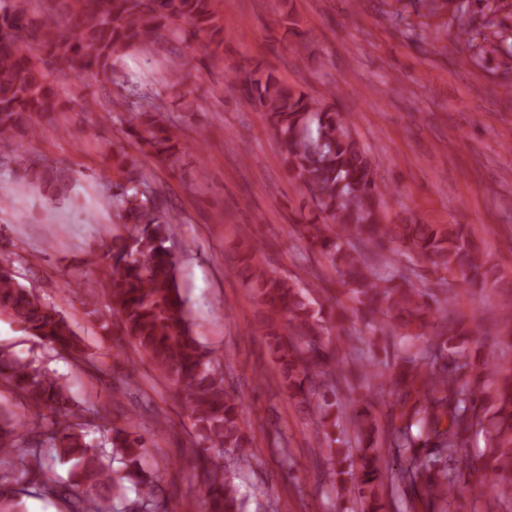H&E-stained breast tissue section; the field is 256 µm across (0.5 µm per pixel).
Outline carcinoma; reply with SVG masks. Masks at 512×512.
I'll use <instances>...</instances> for the list:
<instances>
[{"label":"carcinoma","mask_w":512,"mask_h":512,"mask_svg":"<svg viewBox=\"0 0 512 512\" xmlns=\"http://www.w3.org/2000/svg\"><path fill=\"white\" fill-rule=\"evenodd\" d=\"M46 2L38 18L22 6L0 10V154L17 158L22 186L65 197L68 173L17 152L22 140L55 128L60 99L50 67L110 80L123 55L151 47L164 31L206 47L224 45V33L215 0ZM227 77L266 113L288 180L312 204L299 233L329 261L342 287L338 295L323 296L311 283L268 270L250 228L240 229L232 271L254 292V326L269 342L289 402L314 417L331 483L352 486L357 512H385L387 490L402 482L411 489V512H449L474 494L486 499L485 512H512V366L488 359L476 375L461 356L467 340L512 329L493 306L479 315L462 313L453 288L455 282L489 287L498 303L511 307L512 279L490 262L468 224L387 221L376 169L353 134L351 113L257 68ZM112 112L127 137L145 147L141 154L178 160L181 142L156 106L115 99ZM112 158L121 180L100 173L101 203L117 209L129 235L113 239L110 271L85 292L86 302L96 304L104 292L109 316L100 329L148 358L193 419L206 512H244L237 475L224 473L221 463L231 453L236 469L249 466L244 449L254 441L242 397L193 333L159 190L123 149ZM415 255L430 264V288L413 280L406 259ZM0 314L41 347L86 359L58 306L17 281L5 262ZM351 316L365 335L349 334ZM426 335V355L379 364V344ZM0 383L48 411L34 429L0 411V512H21V497L31 489L46 497L65 491L42 460L43 445L53 448V459L71 464L72 485L84 488L71 494L70 512H112L114 500L125 503L126 512L161 508V478L144 469L147 445L138 424L111 428L99 442L90 439L81 424L68 422L76 413L64 378L42 359L22 360L2 347ZM387 388L395 403L383 423L368 396ZM476 426L486 433L487 448L470 465L468 441Z\"/></svg>","instance_id":"1"}]
</instances>
